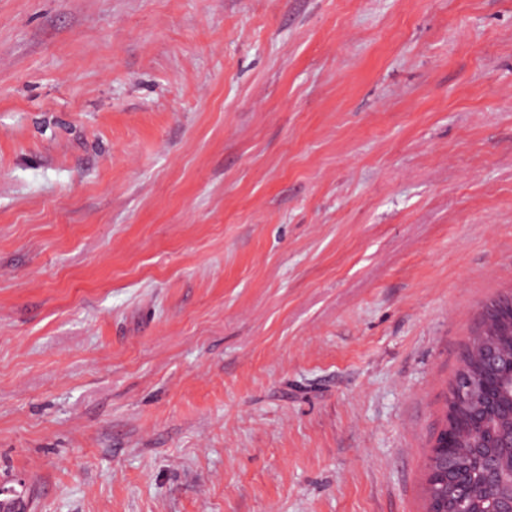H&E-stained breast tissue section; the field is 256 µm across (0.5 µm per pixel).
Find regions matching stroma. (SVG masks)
I'll return each instance as SVG.
<instances>
[{
	"instance_id": "35a3bbf8",
	"label": "stroma",
	"mask_w": 512,
	"mask_h": 512,
	"mask_svg": "<svg viewBox=\"0 0 512 512\" xmlns=\"http://www.w3.org/2000/svg\"><path fill=\"white\" fill-rule=\"evenodd\" d=\"M510 292L512 0H0L31 512H426ZM506 306L512 308V296L498 298L490 302L482 314V330L490 331L491 336H501L500 333L493 330L503 320L502 312Z\"/></svg>"
}]
</instances>
